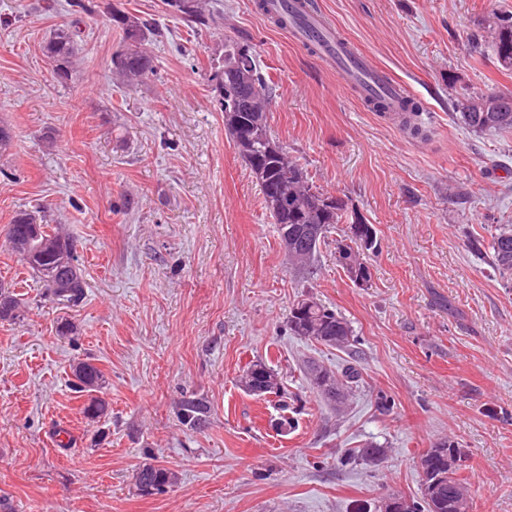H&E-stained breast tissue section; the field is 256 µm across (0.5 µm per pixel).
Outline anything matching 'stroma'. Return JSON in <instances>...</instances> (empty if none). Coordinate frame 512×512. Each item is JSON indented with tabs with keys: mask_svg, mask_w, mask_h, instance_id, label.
I'll use <instances>...</instances> for the list:
<instances>
[{
	"mask_svg": "<svg viewBox=\"0 0 512 512\" xmlns=\"http://www.w3.org/2000/svg\"><path fill=\"white\" fill-rule=\"evenodd\" d=\"M65 2L0 0V123L13 133L0 156V282L24 303L23 320L0 321V512H376L386 495L419 497L420 457L443 436L467 453L471 512H512V287L470 246L512 224V135L452 118L462 93L512 92V74L467 40L512 0H315L423 103L421 138L368 111L255 0H205L221 19L209 31L165 0H94L58 83L43 47L71 21ZM115 8L160 30L156 73L133 87L111 72ZM228 36L247 40L275 86L276 139L375 226L368 285L337 266V229L316 280L289 264L208 80ZM42 209L77 243L78 303L45 288L3 235L17 211ZM310 295L349 322L361 352L338 410L302 365L336 370L347 352L287 327ZM65 319L74 330L61 336ZM87 357L107 378L111 413L96 422L70 388ZM257 360L296 394L294 429H277L274 398L241 389ZM187 392L211 408L203 430L177 418ZM368 442L384 448L378 465L342 464ZM146 462L175 483L138 495Z\"/></svg>",
	"mask_w": 512,
	"mask_h": 512,
	"instance_id": "obj_1",
	"label": "stroma"
}]
</instances>
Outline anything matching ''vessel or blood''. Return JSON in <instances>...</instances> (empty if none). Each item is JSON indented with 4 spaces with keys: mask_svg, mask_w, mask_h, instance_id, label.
<instances>
[{
    "mask_svg": "<svg viewBox=\"0 0 512 512\" xmlns=\"http://www.w3.org/2000/svg\"><path fill=\"white\" fill-rule=\"evenodd\" d=\"M267 11L288 15V32L294 41L311 44L321 61L335 64L348 88L358 90L366 98L386 100L391 107L390 119L401 121L402 102L408 96L404 85L391 80L367 55L355 49L322 13L303 10L300 0H267Z\"/></svg>",
    "mask_w": 512,
    "mask_h": 512,
    "instance_id": "1",
    "label": "vessel or blood"
}]
</instances>
